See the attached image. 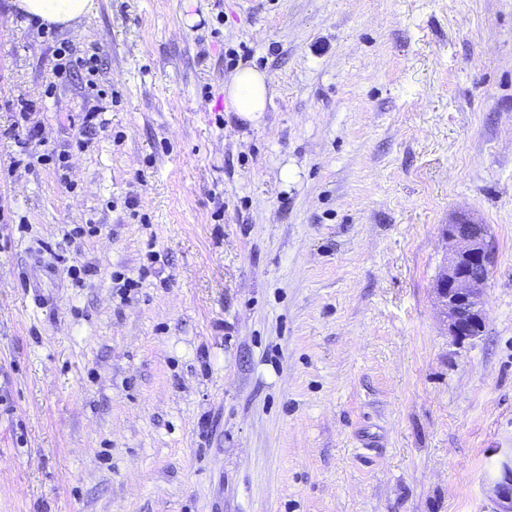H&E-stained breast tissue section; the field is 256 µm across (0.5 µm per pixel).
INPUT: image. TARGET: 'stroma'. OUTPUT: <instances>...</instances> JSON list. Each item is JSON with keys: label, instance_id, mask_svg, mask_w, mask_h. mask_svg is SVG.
Here are the masks:
<instances>
[{"label": "stroma", "instance_id": "obj_1", "mask_svg": "<svg viewBox=\"0 0 512 512\" xmlns=\"http://www.w3.org/2000/svg\"><path fill=\"white\" fill-rule=\"evenodd\" d=\"M511 448L512 0H97L77 37L0 0V512H490ZM234 111L247 118L264 112L268 102L266 75L254 67L238 68L224 83ZM451 244L439 270L435 297L455 341L474 339L484 328V292L491 253L487 225L460 217L444 227Z\"/></svg>", "mask_w": 512, "mask_h": 512}]
</instances>
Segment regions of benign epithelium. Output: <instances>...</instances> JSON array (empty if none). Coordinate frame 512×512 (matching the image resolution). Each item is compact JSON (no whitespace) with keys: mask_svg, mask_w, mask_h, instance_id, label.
Listing matches in <instances>:
<instances>
[{"mask_svg":"<svg viewBox=\"0 0 512 512\" xmlns=\"http://www.w3.org/2000/svg\"><path fill=\"white\" fill-rule=\"evenodd\" d=\"M451 244L439 270L435 297L455 341L474 339L484 328V292L491 253L488 228L466 217L444 227ZM491 512H512V451L498 461V475L487 489Z\"/></svg>","mask_w":512,"mask_h":512,"instance_id":"obj_1","label":"benign epithelium"}]
</instances>
